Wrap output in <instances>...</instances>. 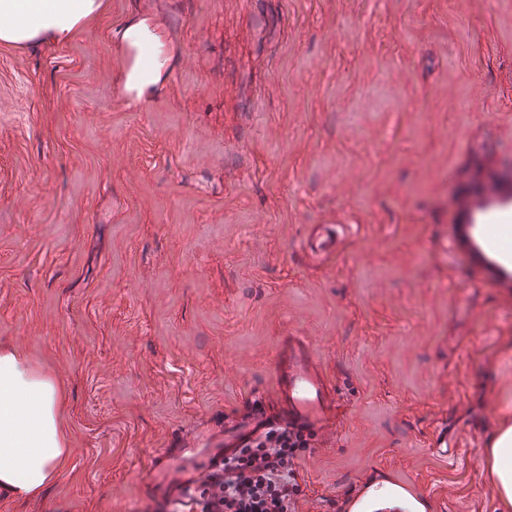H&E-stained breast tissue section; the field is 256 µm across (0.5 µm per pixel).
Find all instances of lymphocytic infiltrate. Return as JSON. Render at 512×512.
Returning <instances> with one entry per match:
<instances>
[{"instance_id": "f902f5d3", "label": "lymphocytic infiltrate", "mask_w": 512, "mask_h": 512, "mask_svg": "<svg viewBox=\"0 0 512 512\" xmlns=\"http://www.w3.org/2000/svg\"><path fill=\"white\" fill-rule=\"evenodd\" d=\"M308 443L286 429L267 432L225 460L204 482L201 512H295L300 493L295 460Z\"/></svg>"}]
</instances>
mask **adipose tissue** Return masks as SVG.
<instances>
[{
	"mask_svg": "<svg viewBox=\"0 0 512 512\" xmlns=\"http://www.w3.org/2000/svg\"><path fill=\"white\" fill-rule=\"evenodd\" d=\"M107 0H0V44L54 48L94 25ZM125 56L117 76L130 102L152 100L173 58L167 28L156 15L134 12L114 31ZM59 377L9 345H0V501L41 499L72 456ZM498 497L512 512V424L494 434L487 456Z\"/></svg>",
	"mask_w": 512,
	"mask_h": 512,
	"instance_id": "ef3b65f1",
	"label": "adipose tissue"
}]
</instances>
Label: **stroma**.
<instances>
[{
    "label": "stroma",
    "mask_w": 512,
    "mask_h": 512,
    "mask_svg": "<svg viewBox=\"0 0 512 512\" xmlns=\"http://www.w3.org/2000/svg\"><path fill=\"white\" fill-rule=\"evenodd\" d=\"M142 9L177 51L132 103L112 32ZM510 210L512 0H110L0 47V343L64 382L73 448L25 512H182L174 471L202 484L289 334L338 401L295 512L381 481L501 512L512 265L473 229ZM488 469L499 500L512 508V424H504L494 434L488 448Z\"/></svg>",
    "instance_id": "35a3bbf8"
}]
</instances>
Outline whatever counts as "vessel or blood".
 <instances>
[{
    "mask_svg": "<svg viewBox=\"0 0 512 512\" xmlns=\"http://www.w3.org/2000/svg\"><path fill=\"white\" fill-rule=\"evenodd\" d=\"M274 373V399L279 407L277 419L252 409L225 423L221 443L225 455H232L275 422L310 434L333 426L336 418L334 390L308 337L289 336L279 342Z\"/></svg>",
    "mask_w": 512,
    "mask_h": 512,
    "instance_id": "b4317fda",
    "label": "vessel or blood"
}]
</instances>
